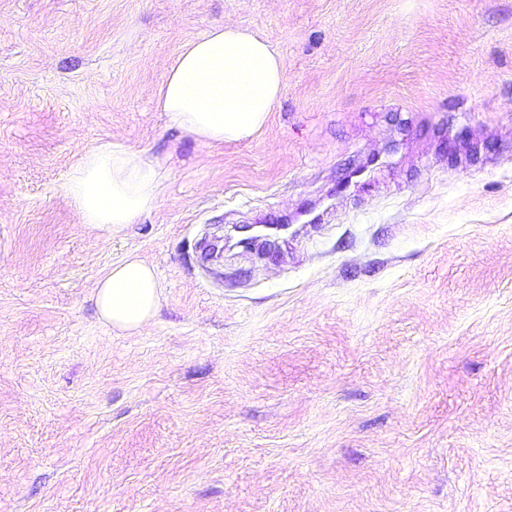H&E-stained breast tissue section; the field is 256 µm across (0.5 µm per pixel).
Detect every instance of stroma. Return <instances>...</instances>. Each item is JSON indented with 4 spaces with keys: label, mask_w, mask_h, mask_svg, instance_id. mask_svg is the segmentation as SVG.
<instances>
[{
    "label": "stroma",
    "mask_w": 512,
    "mask_h": 512,
    "mask_svg": "<svg viewBox=\"0 0 512 512\" xmlns=\"http://www.w3.org/2000/svg\"><path fill=\"white\" fill-rule=\"evenodd\" d=\"M221 25L283 88L216 144L156 99ZM107 140L167 167L115 232L64 192ZM0 512H512V0H0ZM159 288L154 269L142 259L129 256L112 264L97 284L100 317L113 330H140L157 312Z\"/></svg>",
    "instance_id": "35a3bbf8"
}]
</instances>
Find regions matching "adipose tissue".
<instances>
[{
	"label": "adipose tissue",
	"instance_id": "ef3b65f1",
	"mask_svg": "<svg viewBox=\"0 0 512 512\" xmlns=\"http://www.w3.org/2000/svg\"><path fill=\"white\" fill-rule=\"evenodd\" d=\"M283 84L282 64L264 40L224 26L187 44L170 67L157 105L170 123L205 141L249 138L266 122ZM163 164L145 151L106 141L83 151L64 186L80 224L119 230L157 205ZM159 305L154 269L130 256L97 284V308L112 328L134 332Z\"/></svg>",
	"mask_w": 512,
	"mask_h": 512
}]
</instances>
